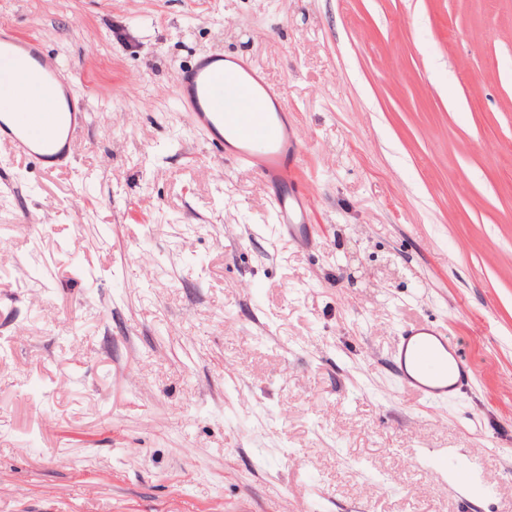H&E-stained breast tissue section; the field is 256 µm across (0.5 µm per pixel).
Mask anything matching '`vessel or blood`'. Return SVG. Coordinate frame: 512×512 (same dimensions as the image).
Listing matches in <instances>:
<instances>
[{
    "instance_id": "b4317fda",
    "label": "vessel or blood",
    "mask_w": 512,
    "mask_h": 512,
    "mask_svg": "<svg viewBox=\"0 0 512 512\" xmlns=\"http://www.w3.org/2000/svg\"><path fill=\"white\" fill-rule=\"evenodd\" d=\"M36 66L46 87L62 85L59 70L50 61L43 42L0 25V79H13L20 61ZM180 102L193 122L205 130L219 159L248 162L269 183L280 186L275 196L277 230L305 246L311 241L308 218L315 210L312 195L295 190L296 172L304 160L305 134H291L288 115L269 111L267 100L277 92L238 57L199 56L174 77ZM10 113L0 120V143L13 155L36 161L44 171L67 168L72 144L85 128L84 102L67 99L66 109L46 116L22 111L15 102H0ZM400 368V386L428 403L442 402L464 392L468 366L444 328L435 324L405 326L394 345Z\"/></svg>"
}]
</instances>
